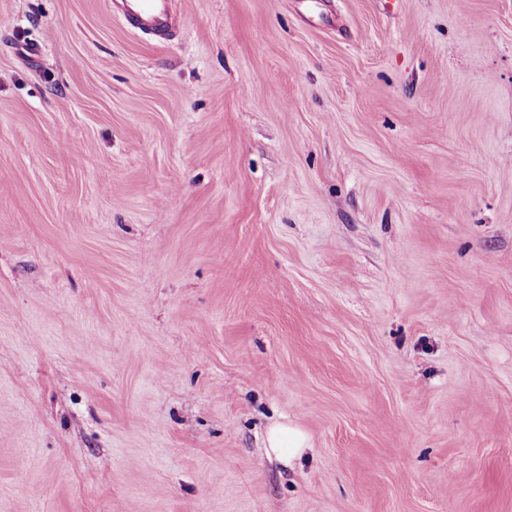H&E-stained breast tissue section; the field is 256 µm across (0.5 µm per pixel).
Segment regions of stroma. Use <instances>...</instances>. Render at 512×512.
<instances>
[{
  "label": "stroma",
  "mask_w": 512,
  "mask_h": 512,
  "mask_svg": "<svg viewBox=\"0 0 512 512\" xmlns=\"http://www.w3.org/2000/svg\"><path fill=\"white\" fill-rule=\"evenodd\" d=\"M176 2L0 0V512H512V0ZM112 11L132 31L154 39L175 32L174 0H113ZM267 444L278 459L288 460V463L300 458L310 446L307 435L301 429L284 423H278L269 429Z\"/></svg>",
  "instance_id": "1"
}]
</instances>
